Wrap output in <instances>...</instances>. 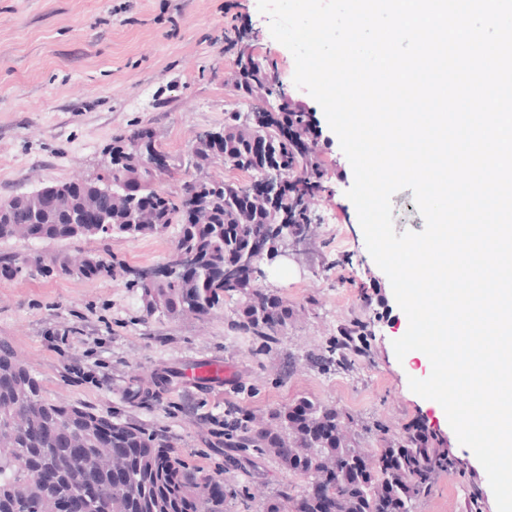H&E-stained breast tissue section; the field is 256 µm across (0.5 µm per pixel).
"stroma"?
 Wrapping results in <instances>:
<instances>
[{"instance_id":"stroma-1","label":"stroma","mask_w":512,"mask_h":512,"mask_svg":"<svg viewBox=\"0 0 512 512\" xmlns=\"http://www.w3.org/2000/svg\"><path fill=\"white\" fill-rule=\"evenodd\" d=\"M235 14L255 32V52L275 68L286 96L306 105L320 133L319 235L300 254L261 264L259 286L276 291L294 311L280 350L252 356L248 336L231 326L233 298L204 319L146 315L127 286L129 273L165 264L178 236L175 225L136 240L83 242V249L116 264L107 279H0V338L35 371L46 399L165 430L190 462L207 456L239 487L271 492L301 480L251 451L225 457L215 445L213 419L232 410L262 417L310 396L352 416L354 428L382 424L383 432L361 440L370 452L419 422L459 460V467L436 475L417 512L474 506L497 512L483 467L459 444L443 407L409 387V378L429 376V359L419 351L401 361L395 356L392 342L404 335L408 319L346 196L352 167L321 106L295 85L294 58L271 36L257 0H0V201L97 177L113 138L137 126L154 131L157 148L180 170L177 178L158 181L159 189L176 194L186 181L228 177L222 162L199 170L190 158L199 133L222 129L225 113L251 106L224 83L236 68L235 54L224 50ZM354 318L369 326L367 356L346 371H319L310 353ZM64 324L73 329L65 342ZM211 360L236 367L234 386L205 390L178 381L156 400L130 403L133 373Z\"/></svg>"}]
</instances>
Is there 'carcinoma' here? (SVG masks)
Listing matches in <instances>:
<instances>
[{"label":"carcinoma","mask_w":512,"mask_h":512,"mask_svg":"<svg viewBox=\"0 0 512 512\" xmlns=\"http://www.w3.org/2000/svg\"><path fill=\"white\" fill-rule=\"evenodd\" d=\"M237 49V68L248 80L254 100L247 112H229L221 132L197 135L195 166L205 167L221 157L224 167L247 175L244 181L203 178L183 185L181 194L158 189L159 177L140 161L135 127L112 139L109 162L95 181H66L22 194L0 206V240L55 244L114 235L130 240L160 235L179 225L168 261L185 258L197 264L198 277L184 279L162 269L145 280L134 274L130 287L140 291L144 310L168 318L201 319L224 305V295L237 296L235 329L250 336L252 352H271L288 330L293 309L276 292L230 275L247 257L255 238L279 235L312 238L318 233L311 213L319 189L320 162L315 144L307 150L285 139L270 118L266 101L276 95V78L253 52L249 34L228 39ZM301 138H311L309 114L291 113ZM288 163V176L303 185L292 195L275 199L250 192L262 172ZM117 193L106 204V223H97L102 190ZM186 208L198 220L183 224ZM84 263L77 277L110 278L114 265L92 251L51 256L35 251L27 256H0V275L15 279L34 271L45 276H71L70 266ZM229 273L219 281L215 274ZM368 325L354 321L339 327L336 336L312 355L324 372L347 369L352 356L368 349ZM130 400L153 399L170 383L169 374L155 370L150 384L134 378ZM259 423L248 416L236 433L225 435L226 448H251L274 457L290 475L306 480L300 489L288 485L265 495L258 490L242 497L222 472L189 466L174 438L98 412L92 408L44 398L40 380L11 343L0 339V512H60L62 505L87 503L95 512H414L434 474L456 462L428 435L407 428L401 437L380 449L374 464L345 434V421L335 409L302 397L290 406L269 412ZM123 456L125 466L113 471L101 463V449ZM330 469L333 487L321 481Z\"/></svg>","instance_id":"obj_1"}]
</instances>
